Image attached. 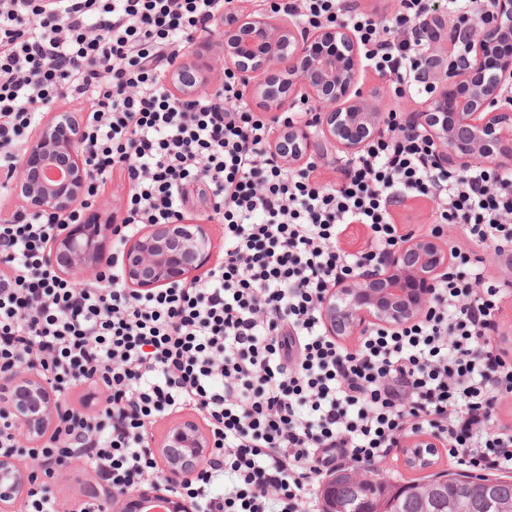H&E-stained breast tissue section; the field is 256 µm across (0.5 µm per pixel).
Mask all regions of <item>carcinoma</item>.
I'll return each instance as SVG.
<instances>
[{"instance_id":"obj_1","label":"carcinoma","mask_w":512,"mask_h":512,"mask_svg":"<svg viewBox=\"0 0 512 512\" xmlns=\"http://www.w3.org/2000/svg\"><path fill=\"white\" fill-rule=\"evenodd\" d=\"M335 512H489L488 499L512 512V480L442 474L422 483L374 485L355 478V468H342L331 483Z\"/></svg>"}]
</instances>
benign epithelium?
Masks as SVG:
<instances>
[{
    "label": "benign epithelium",
    "mask_w": 512,
    "mask_h": 512,
    "mask_svg": "<svg viewBox=\"0 0 512 512\" xmlns=\"http://www.w3.org/2000/svg\"><path fill=\"white\" fill-rule=\"evenodd\" d=\"M428 54L435 67L420 70L432 92L421 110L406 117V132L435 145V166L466 173L474 166L512 171V0H490L478 31L437 26L431 15ZM221 44L220 55L200 50ZM360 44L344 21L311 29L273 11L266 2L249 11L231 7L217 16L210 37L192 42L185 59L165 80L178 98L195 96L197 84L212 81L224 67L234 72L246 99L277 117L297 105L308 116L279 127L274 152L286 169L312 167L329 157L340 162L389 134L384 98L359 84ZM83 126L75 112H57L31 136L18 158L8 188L23 213L62 221L84 201L91 171L81 148ZM451 229L412 234L382 254L379 263L339 278L320 299L327 335L363 336L381 326L400 329L421 319L433 291L452 263ZM112 222L98 213L83 224H64L46 259L78 286L112 259ZM208 225L185 218L176 224H146L117 246L123 258V287L150 292L197 278L213 257ZM0 402L23 447L62 424L64 410L56 389L35 370L0 375ZM442 441L426 433L397 437L405 460L419 463L423 449ZM212 445L197 416L180 418L161 441L148 438L160 464L157 478L120 494L116 512H145L151 501L164 512H196L197 503L181 486L203 468ZM35 460L0 455V512H16L26 496Z\"/></svg>",
    "instance_id": "benign-epithelium-1"
}]
</instances>
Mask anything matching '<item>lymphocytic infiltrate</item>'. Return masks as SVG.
Here are the masks:
<instances>
[{
    "label": "lymphocytic infiltrate",
    "instance_id": "obj_1",
    "mask_svg": "<svg viewBox=\"0 0 512 512\" xmlns=\"http://www.w3.org/2000/svg\"><path fill=\"white\" fill-rule=\"evenodd\" d=\"M226 6L0 0V175L10 176L44 105L88 100L82 149L93 177L70 223L116 170L130 187L116 235L182 220L192 192L224 218L223 261L197 283L149 295L123 288L117 256L75 287L43 261L51 219H0V374L28 367L58 391L87 383L108 395L33 448L49 468L27 512H60L45 481L72 460L97 481L79 512H108L109 493L158 473L147 426L187 409L214 440L210 464L183 488L200 512H298L336 467L384 461L406 430L439 437L461 471L511 473L512 433L496 418L512 398V359L491 347L503 290L471 247L512 255V175L438 169L432 143L405 134L394 112L390 136L346 159L341 187L285 169L272 124L244 102L234 73L221 94L184 104L165 88L184 44ZM288 7L314 28L347 21L366 63L394 76L397 97L413 94L430 0H398L387 24L355 0ZM406 196L437 200L436 226H462L468 244L453 248L423 319L371 329L347 350L326 334L317 301L399 243L390 209ZM350 224L370 228L375 250L338 247Z\"/></svg>",
    "mask_w": 512,
    "mask_h": 512
}]
</instances>
